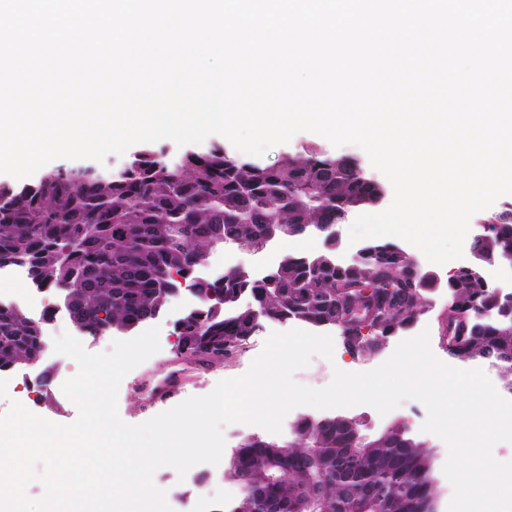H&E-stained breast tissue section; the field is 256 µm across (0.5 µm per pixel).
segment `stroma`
Returning a JSON list of instances; mask_svg holds the SVG:
<instances>
[{
  "instance_id": "obj_1",
  "label": "stroma",
  "mask_w": 512,
  "mask_h": 512,
  "mask_svg": "<svg viewBox=\"0 0 512 512\" xmlns=\"http://www.w3.org/2000/svg\"><path fill=\"white\" fill-rule=\"evenodd\" d=\"M310 149H320L331 154L339 152L360 159L366 156L365 151L357 145L345 144L336 147L318 134L302 131L295 134L288 143L271 148L263 155L262 160L264 163L273 164L284 155ZM285 252L286 249L279 240L270 242L259 253L227 246L213 252L206 259L200 273L202 276L211 277L234 266L261 272L278 262ZM430 299L431 307L426 314L369 351L350 352L346 349L341 336H334L332 359H340L350 372L369 371L386 361L401 341L426 330L430 333L433 354L442 362L453 364L454 358L448 354L445 343L440 340L438 334L439 328L444 327L448 314V294L446 290L440 289L431 293ZM192 304L191 294L179 292L170 298L164 310L154 318V325L160 329L159 351L131 370L119 387L118 413L124 422L137 425L166 411V404L155 399L163 380H177L183 389L182 395L186 398L209 394L219 381L244 375L253 360L261 353L271 332H286L294 327L290 321L262 320L256 333L244 343L235 356L204 366L200 362L184 358L176 350L174 323ZM332 359L313 357L307 368L295 372V381L312 388L327 386L333 378ZM74 370V359L51 350L46 351L34 370L22 368L12 371L8 395L0 398V413L8 410L11 401L24 400L28 402L31 412L50 421L64 425L74 422L78 415L77 408L58 387L61 379L72 375ZM338 413L359 421L363 431L369 435L378 433L392 423H405L410 434L433 452V476L441 490L436 512H448L453 494L452 486L443 473L448 447L438 436L423 431L422 425L427 411L422 403L407 400L384 415L367 405L342 407ZM154 481L166 490L167 501L172 508L176 510L182 507L186 512H221L225 504L235 501L240 495L239 486L225 480L224 467L220 464L212 467L211 479L203 485L196 483L192 476H178L170 467L159 468L154 474Z\"/></svg>"
}]
</instances>
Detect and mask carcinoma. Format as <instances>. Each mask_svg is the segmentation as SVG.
<instances>
[{"instance_id": "1", "label": "carcinoma", "mask_w": 512, "mask_h": 512, "mask_svg": "<svg viewBox=\"0 0 512 512\" xmlns=\"http://www.w3.org/2000/svg\"><path fill=\"white\" fill-rule=\"evenodd\" d=\"M383 194L350 155L312 150L267 165L220 145L177 157L143 147L105 174L58 167L0 187V270L25 269L90 336L132 332L186 288L197 305L174 329L188 358L234 356L262 319L336 329L349 350L365 351L424 315L440 287L395 241L369 239L351 261L337 259V226ZM304 233L323 237L326 251H290L263 276L239 267L196 276L221 246L260 251ZM473 255L445 282L448 354L490 362L512 393V307L482 272L512 257V217L490 224ZM45 351L38 322L0 307V370ZM432 469L403 424L368 436L353 418L303 416L284 437L239 442L224 478L240 495L226 512H435Z\"/></svg>"}]
</instances>
